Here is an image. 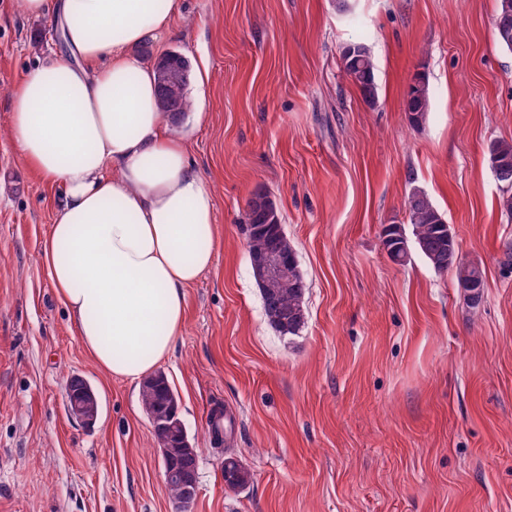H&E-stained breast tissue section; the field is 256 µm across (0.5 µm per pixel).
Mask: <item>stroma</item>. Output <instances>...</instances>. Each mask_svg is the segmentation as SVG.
Masks as SVG:
<instances>
[{"mask_svg":"<svg viewBox=\"0 0 512 512\" xmlns=\"http://www.w3.org/2000/svg\"><path fill=\"white\" fill-rule=\"evenodd\" d=\"M495 0H183L170 37L142 47L192 62L176 126L215 204L216 263L187 288V318L157 366L199 452L189 512H512V215L487 153L512 140V51ZM363 42L367 104L341 67ZM67 52L50 18L0 0V512H179L139 386L83 348L41 259L63 192L18 155L14 92ZM434 90L410 123L408 85ZM204 113L196 121V113ZM424 191L463 259L485 271L468 303L455 271L392 263L381 229ZM277 203L306 283L307 322L268 321L245 210ZM86 378L94 427L69 415ZM232 424L214 443L212 405ZM252 483L224 485V458ZM494 31L498 43L512 50V0H496Z\"/></svg>","mask_w":512,"mask_h":512,"instance_id":"35a3bbf8","label":"stroma"}]
</instances>
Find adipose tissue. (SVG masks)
I'll return each mask as SVG.
<instances>
[{"label":"adipose tissue","instance_id":"obj_1","mask_svg":"<svg viewBox=\"0 0 512 512\" xmlns=\"http://www.w3.org/2000/svg\"><path fill=\"white\" fill-rule=\"evenodd\" d=\"M71 61L31 69L11 103L16 149L64 193L41 258L84 349L134 383L168 356L185 290L215 264L213 193L160 111L152 63L182 0H23Z\"/></svg>","mask_w":512,"mask_h":512}]
</instances>
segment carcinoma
Instances as JSON below:
<instances>
[{
    "instance_id": "cac0c4a2",
    "label": "carcinoma",
    "mask_w": 512,
    "mask_h": 512,
    "mask_svg": "<svg viewBox=\"0 0 512 512\" xmlns=\"http://www.w3.org/2000/svg\"><path fill=\"white\" fill-rule=\"evenodd\" d=\"M494 31L498 43L512 50V0H496ZM354 53V61L343 66L344 73L359 89L364 101L374 103L377 93L376 68L367 47L355 42L347 47ZM189 82L164 89L165 96L174 108L184 111L191 109L187 88ZM431 108V89L425 74H415L409 84L405 111L414 124L423 123ZM488 155L496 180L502 187L501 206L512 215V140L493 141L488 146ZM410 230L407 232L408 245L421 254L429 265L438 272L452 268L458 284H474L470 289L471 298L482 297L485 272L481 266L466 264L459 257L456 238L448 237V222L433 204L428 195L418 189L412 190L405 200ZM278 220L280 213L276 203L268 194L258 192L249 200L245 213L248 225L247 246L251 253L267 252L284 261L295 255L286 235L282 234ZM263 307L271 325L281 334L296 336L306 324L304 295L306 285L300 272L296 271L283 284L260 285ZM68 398L92 390L90 383L79 375L70 377L66 384ZM140 403L155 437H161V430L174 421L181 420L179 398L172 390L166 376L158 372L145 379L140 387ZM163 457L170 465L186 472L190 482L185 487L169 485L166 490L173 501L194 491L198 482L197 449L184 448L178 436L167 437ZM224 480L233 488H244L252 482V474L239 461L225 458Z\"/></svg>"
}]
</instances>
